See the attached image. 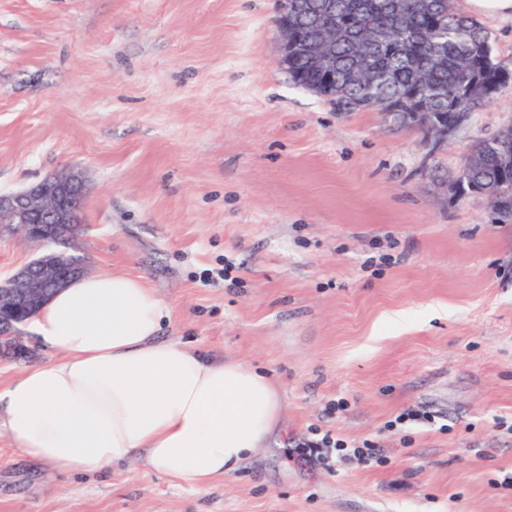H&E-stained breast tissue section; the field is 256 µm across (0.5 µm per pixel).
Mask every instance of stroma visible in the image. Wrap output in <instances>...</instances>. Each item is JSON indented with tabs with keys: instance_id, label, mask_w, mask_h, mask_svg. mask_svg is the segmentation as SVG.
Instances as JSON below:
<instances>
[{
	"instance_id": "obj_1",
	"label": "stroma",
	"mask_w": 512,
	"mask_h": 512,
	"mask_svg": "<svg viewBox=\"0 0 512 512\" xmlns=\"http://www.w3.org/2000/svg\"><path fill=\"white\" fill-rule=\"evenodd\" d=\"M275 17L0 0V193L80 173L89 270L143 276L162 338L257 367L284 406L204 489L39 465L1 430L0 512H512V222L451 185L512 125V82L437 148L294 85ZM316 433L347 450L302 460Z\"/></svg>"
}]
</instances>
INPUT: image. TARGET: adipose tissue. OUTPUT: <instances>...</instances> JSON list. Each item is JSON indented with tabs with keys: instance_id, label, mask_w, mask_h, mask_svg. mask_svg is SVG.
<instances>
[{
	"instance_id": "adipose-tissue-1",
	"label": "adipose tissue",
	"mask_w": 512,
	"mask_h": 512,
	"mask_svg": "<svg viewBox=\"0 0 512 512\" xmlns=\"http://www.w3.org/2000/svg\"><path fill=\"white\" fill-rule=\"evenodd\" d=\"M169 311L127 272L62 288L28 325L59 354L0 390L14 448L31 461L95 474L130 462L205 488L232 474L282 423L265 374L162 338Z\"/></svg>"
}]
</instances>
